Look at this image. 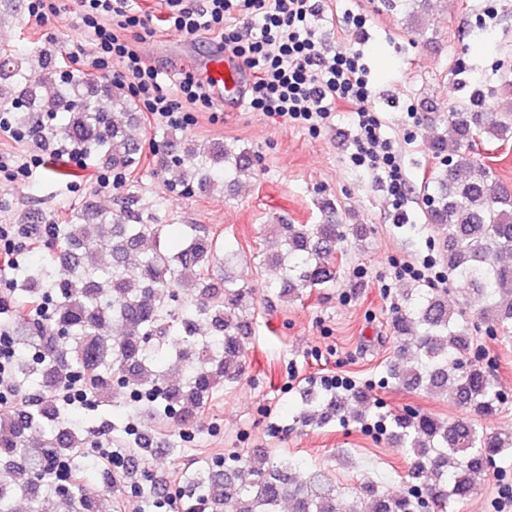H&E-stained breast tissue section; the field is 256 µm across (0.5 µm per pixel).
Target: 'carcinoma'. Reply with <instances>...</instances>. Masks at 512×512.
<instances>
[{"label": "carcinoma", "mask_w": 512, "mask_h": 512, "mask_svg": "<svg viewBox=\"0 0 512 512\" xmlns=\"http://www.w3.org/2000/svg\"><path fill=\"white\" fill-rule=\"evenodd\" d=\"M0 112L16 127L34 129L48 142L61 135L67 150L103 168L134 172L141 164L142 118L135 104L106 77L61 67L47 50L36 64L13 50L0 51ZM448 112L458 149L435 176L427 197V219L442 242L448 276L483 301L480 318L495 334L512 333V193L473 152L479 141L512 140V105ZM65 114L57 129L44 120ZM170 149L158 156L168 190L185 196L232 189L254 175L249 149L236 142L198 143L179 129L162 132ZM141 186H120L117 207L86 203L59 225L52 252L31 258L19 270L13 296L28 305L45 302L52 313L41 321L20 312L9 319L15 373L36 393L27 404L0 411V467L12 480L0 483V512H105L108 491L67 480L49 481L57 460H75L84 438L72 415L57 404V392L75 382L88 395L112 396L116 385L147 396L165 424L194 427L205 399L243 370L245 340L252 333L253 290L227 273L224 246L200 224H188L168 243L174 217L163 203L138 206ZM317 224H274L276 251L262 262L278 269L281 298L336 282L335 253L347 228L326 206ZM66 267L63 278L56 268ZM467 303L448 306L437 288H414L395 307L392 328L406 341L418 336L414 364L394 365L391 378L404 386L457 405L472 418L445 422L403 412L389 421L392 439L411 460V477L421 485L404 494H379L365 486L352 500L337 494L328 472L288 457L271 465L253 457L205 464L184 475L178 497L185 512H421L423 497L436 512L474 494L496 456L512 454V431L483 421L496 416L501 394L471 356ZM353 395L305 396L307 423L329 414L358 412Z\"/></svg>", "instance_id": "carcinoma-1"}]
</instances>
